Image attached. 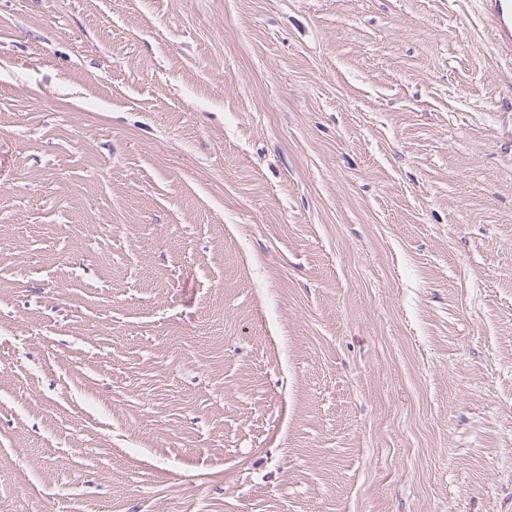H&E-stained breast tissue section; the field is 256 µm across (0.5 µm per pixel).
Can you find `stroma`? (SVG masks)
Masks as SVG:
<instances>
[{
    "mask_svg": "<svg viewBox=\"0 0 512 512\" xmlns=\"http://www.w3.org/2000/svg\"><path fill=\"white\" fill-rule=\"evenodd\" d=\"M0 512H512L474 0H0Z\"/></svg>",
    "mask_w": 512,
    "mask_h": 512,
    "instance_id": "stroma-1",
    "label": "stroma"
}]
</instances>
